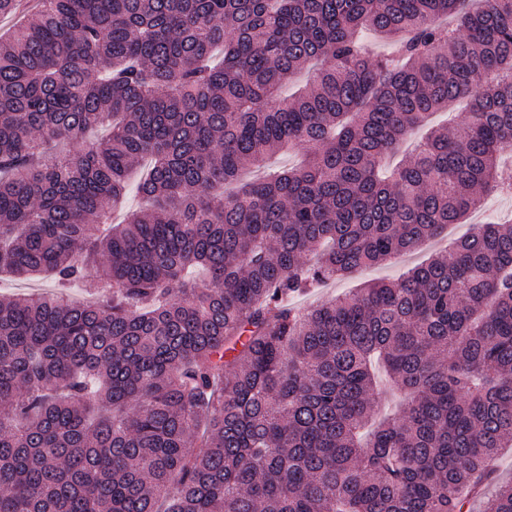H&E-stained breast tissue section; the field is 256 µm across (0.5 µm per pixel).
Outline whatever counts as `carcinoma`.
Masks as SVG:
<instances>
[{
    "label": "carcinoma",
    "mask_w": 512,
    "mask_h": 512,
    "mask_svg": "<svg viewBox=\"0 0 512 512\" xmlns=\"http://www.w3.org/2000/svg\"><path fill=\"white\" fill-rule=\"evenodd\" d=\"M287 143L304 167L240 181ZM511 148L512 0H39L0 38V273L57 291L0 295V512H471L512 446V224L288 299L512 188Z\"/></svg>",
    "instance_id": "1"
}]
</instances>
